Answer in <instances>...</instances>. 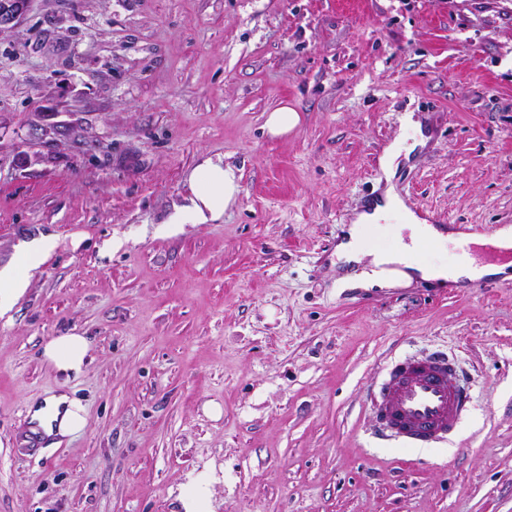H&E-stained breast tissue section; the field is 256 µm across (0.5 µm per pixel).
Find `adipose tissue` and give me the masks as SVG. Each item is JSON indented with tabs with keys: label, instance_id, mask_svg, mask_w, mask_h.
I'll use <instances>...</instances> for the list:
<instances>
[{
	"label": "adipose tissue",
	"instance_id": "ef3b65f1",
	"mask_svg": "<svg viewBox=\"0 0 512 512\" xmlns=\"http://www.w3.org/2000/svg\"><path fill=\"white\" fill-rule=\"evenodd\" d=\"M191 197L187 205L177 208L170 216L173 224H210L220 220L238 194L237 176L232 167L226 166L222 158H206L189 177ZM404 208L403 202L393 194H386L374 213L361 214L357 225L351 228L349 238L338 247L339 258L346 262L360 261L367 246L363 237L364 225L391 212ZM49 247L48 241L39 240L26 245L14 268L0 271V312L12 308L25 292L30 271L37 269ZM376 266L398 264L412 270L422 278H450L456 281H473L488 275L506 273L507 263L479 264L473 258L449 266L419 264L409 261L406 252L393 250L376 254ZM90 344L85 336L69 333L49 339L43 346L44 360L58 371L80 373L89 355ZM31 418L36 421L49 438H65L80 432L85 425L84 409L77 399L67 394L46 397L42 403L33 405Z\"/></svg>",
	"mask_w": 512,
	"mask_h": 512
}]
</instances>
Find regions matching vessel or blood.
I'll use <instances>...</instances> for the list:
<instances>
[{
	"label": "vessel or blood",
	"mask_w": 512,
	"mask_h": 512,
	"mask_svg": "<svg viewBox=\"0 0 512 512\" xmlns=\"http://www.w3.org/2000/svg\"><path fill=\"white\" fill-rule=\"evenodd\" d=\"M372 384L370 402L378 440L405 448H434L452 441L473 407L472 389L453 358L434 351L387 362Z\"/></svg>",
	"instance_id": "b4317fda"
}]
</instances>
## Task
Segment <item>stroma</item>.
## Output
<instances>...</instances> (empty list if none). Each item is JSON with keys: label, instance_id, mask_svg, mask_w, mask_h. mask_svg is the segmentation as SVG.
Returning <instances> with one entry per match:
<instances>
[{"label": "stroma", "instance_id": "stroma-1", "mask_svg": "<svg viewBox=\"0 0 512 512\" xmlns=\"http://www.w3.org/2000/svg\"><path fill=\"white\" fill-rule=\"evenodd\" d=\"M288 102V136L265 134ZM223 156L237 199L173 224ZM512 225V0H32L0 31V512H512V280L445 289L337 261L363 191ZM87 336L83 371L44 361ZM472 380L453 442L380 444L386 358ZM86 425L27 448L30 406ZM300 122L298 111L288 104H282L269 112L264 129L271 137H282L298 127ZM49 247V241L39 240L26 245L17 265L0 271V312L12 308L28 285L29 272L37 269ZM90 344L86 336L68 333L49 339L43 346V359L64 374H79L85 366ZM31 420L36 421L49 438H65L80 432L85 425L84 409L77 399L67 394L51 395L31 407ZM205 482L206 478L204 476H201L199 480H197L193 485H191L187 489L185 496L182 498V506L184 512L207 511L210 491L205 490Z\"/></svg>", "mask_w": 512, "mask_h": 512}]
</instances>
